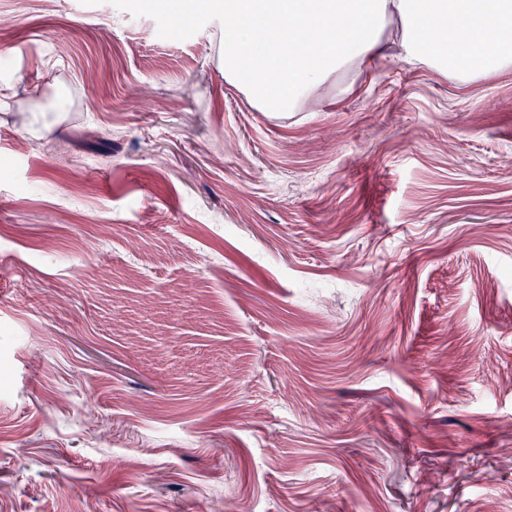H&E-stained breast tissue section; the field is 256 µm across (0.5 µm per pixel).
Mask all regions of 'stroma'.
<instances>
[{"mask_svg": "<svg viewBox=\"0 0 512 512\" xmlns=\"http://www.w3.org/2000/svg\"><path fill=\"white\" fill-rule=\"evenodd\" d=\"M179 7L0 0V512H512V70Z\"/></svg>", "mask_w": 512, "mask_h": 512, "instance_id": "1", "label": "stroma"}]
</instances>
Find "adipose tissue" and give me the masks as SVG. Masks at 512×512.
Masks as SVG:
<instances>
[{"label": "adipose tissue", "mask_w": 512, "mask_h": 512, "mask_svg": "<svg viewBox=\"0 0 512 512\" xmlns=\"http://www.w3.org/2000/svg\"><path fill=\"white\" fill-rule=\"evenodd\" d=\"M224 72L265 111L294 108L329 75L379 57L398 21L405 59L461 80L512 68V0H224ZM322 39L303 44L306 30Z\"/></svg>", "instance_id": "ef3b65f1"}]
</instances>
